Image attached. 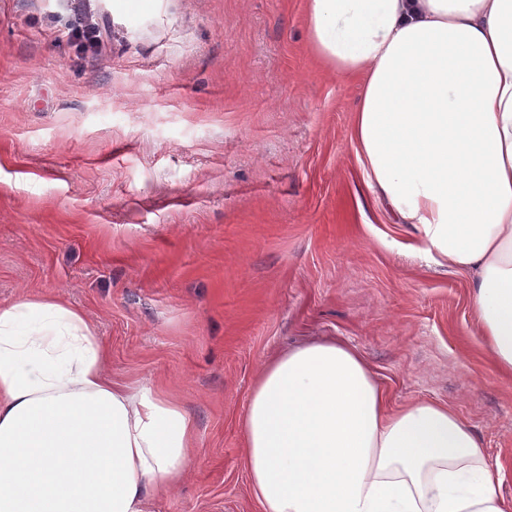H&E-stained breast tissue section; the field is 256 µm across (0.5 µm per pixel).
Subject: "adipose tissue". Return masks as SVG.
<instances>
[{
  "instance_id": "obj_1",
  "label": "adipose tissue",
  "mask_w": 512,
  "mask_h": 512,
  "mask_svg": "<svg viewBox=\"0 0 512 512\" xmlns=\"http://www.w3.org/2000/svg\"><path fill=\"white\" fill-rule=\"evenodd\" d=\"M305 19L314 55L359 84L365 184L418 251L471 274L482 344L512 378V0H306ZM106 363L63 299L0 306V512H148L182 482L192 416ZM241 429L261 512H512L465 420L391 407L340 342L265 362Z\"/></svg>"
}]
</instances>
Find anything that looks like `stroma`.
Returning a JSON list of instances; mask_svg holds the SVG:
<instances>
[{
    "instance_id": "35a3bbf8",
    "label": "stroma",
    "mask_w": 512,
    "mask_h": 512,
    "mask_svg": "<svg viewBox=\"0 0 512 512\" xmlns=\"http://www.w3.org/2000/svg\"><path fill=\"white\" fill-rule=\"evenodd\" d=\"M305 0H0V305L83 310L112 379L173 394L197 454L154 512H260L240 418L263 363L354 346L392 405H448L512 500V380L471 278L422 259L361 177L357 88ZM106 36L94 50L80 22Z\"/></svg>"
}]
</instances>
